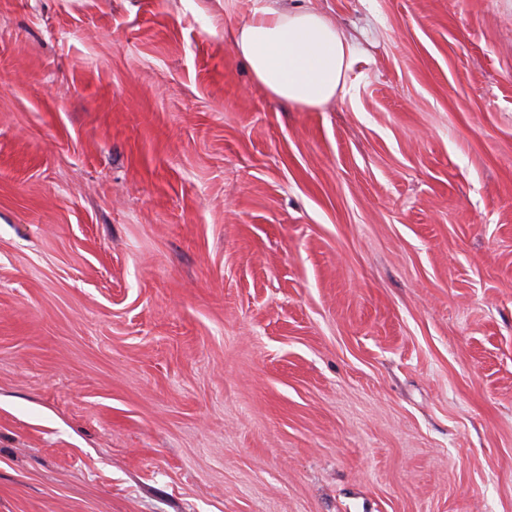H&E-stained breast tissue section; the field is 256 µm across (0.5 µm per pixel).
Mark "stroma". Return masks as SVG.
Returning <instances> with one entry per match:
<instances>
[{
  "mask_svg": "<svg viewBox=\"0 0 512 512\" xmlns=\"http://www.w3.org/2000/svg\"><path fill=\"white\" fill-rule=\"evenodd\" d=\"M0 0V512H512V0ZM230 31L235 55L253 80L280 103L315 109L345 87L354 47L308 0H263Z\"/></svg>",
  "mask_w": 512,
  "mask_h": 512,
  "instance_id": "1",
  "label": "stroma"
}]
</instances>
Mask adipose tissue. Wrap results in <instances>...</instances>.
<instances>
[{
	"label": "adipose tissue",
	"mask_w": 512,
	"mask_h": 512,
	"mask_svg": "<svg viewBox=\"0 0 512 512\" xmlns=\"http://www.w3.org/2000/svg\"><path fill=\"white\" fill-rule=\"evenodd\" d=\"M235 55L280 103L315 109L345 87L354 47L326 16L303 0H264L230 31Z\"/></svg>",
	"instance_id": "1"
}]
</instances>
